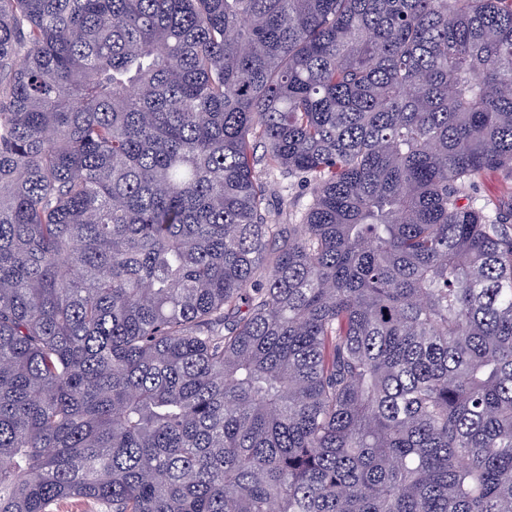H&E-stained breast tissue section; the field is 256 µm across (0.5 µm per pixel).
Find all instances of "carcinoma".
I'll return each mask as SVG.
<instances>
[{
  "instance_id": "cac0c4a2",
  "label": "carcinoma",
  "mask_w": 512,
  "mask_h": 512,
  "mask_svg": "<svg viewBox=\"0 0 512 512\" xmlns=\"http://www.w3.org/2000/svg\"><path fill=\"white\" fill-rule=\"evenodd\" d=\"M487 170L512 0H0V512H512ZM507 198L512 200V180L496 171H484L466 187L462 203L472 200L493 204ZM262 174L263 180L268 181V201L274 213L282 212L283 218L287 217L285 224H299L301 216L312 203V194L309 186L304 182L294 183L286 188L273 178ZM292 217V220H291Z\"/></svg>"
}]
</instances>
